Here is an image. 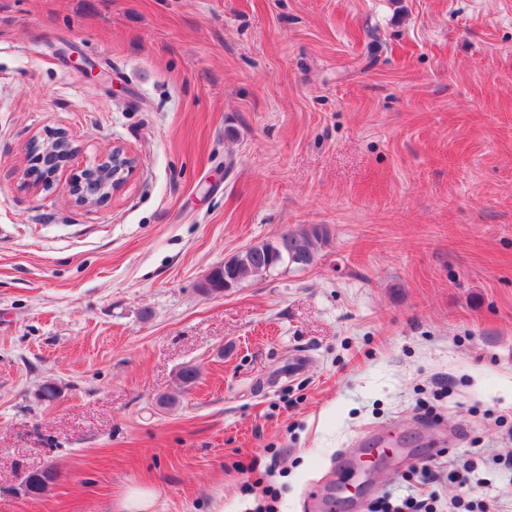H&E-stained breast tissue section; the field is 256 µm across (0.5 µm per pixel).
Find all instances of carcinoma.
Segmentation results:
<instances>
[{
    "instance_id": "1",
    "label": "carcinoma",
    "mask_w": 512,
    "mask_h": 512,
    "mask_svg": "<svg viewBox=\"0 0 512 512\" xmlns=\"http://www.w3.org/2000/svg\"><path fill=\"white\" fill-rule=\"evenodd\" d=\"M328 239L329 233L325 226L307 224L273 240L257 242L253 248L236 254L232 266L215 267L209 287L201 289V292H222L224 282L232 279L240 285L260 280L284 265L302 268L308 266ZM57 479L58 473L52 466L33 472L24 480L25 492L31 496H39L54 485Z\"/></svg>"
}]
</instances>
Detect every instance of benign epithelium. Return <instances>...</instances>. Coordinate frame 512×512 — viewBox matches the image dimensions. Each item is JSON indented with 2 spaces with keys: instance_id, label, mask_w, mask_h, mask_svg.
<instances>
[{
  "instance_id": "benign-epithelium-1",
  "label": "benign epithelium",
  "mask_w": 512,
  "mask_h": 512,
  "mask_svg": "<svg viewBox=\"0 0 512 512\" xmlns=\"http://www.w3.org/2000/svg\"><path fill=\"white\" fill-rule=\"evenodd\" d=\"M47 151L53 146L60 147L62 159L52 166L26 169L23 172L24 184L45 191L53 189L56 172L67 166L73 155V148L62 134L50 137L46 142ZM136 162L133 157L120 148L100 157L96 163L73 175L69 184V193L75 196V202L81 206H93L122 190L133 174Z\"/></svg>"
}]
</instances>
